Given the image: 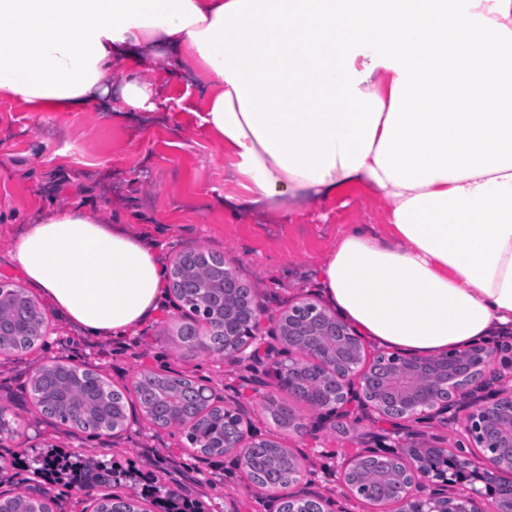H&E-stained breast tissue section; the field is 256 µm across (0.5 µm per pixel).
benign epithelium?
<instances>
[{
	"mask_svg": "<svg viewBox=\"0 0 512 512\" xmlns=\"http://www.w3.org/2000/svg\"><path fill=\"white\" fill-rule=\"evenodd\" d=\"M215 258L219 262L217 286L204 296L182 277L194 261ZM247 287L224 257L189 249L171 260L170 293L185 310L190 324L205 325L206 335L224 334V347L215 349L196 339L185 345L203 348L230 363H249L257 372L253 385L275 387L293 395L316 412L321 423L309 429L317 439L324 426L345 431L358 424V414L376 415L389 421L435 420L464 428L469 447L485 461L470 468L460 461L456 448L436 446L427 440L395 448H360L336 455L334 476L340 497L367 502L370 486L362 465L378 458L389 463L381 478L393 482L395 512H512V385L490 369L491 352L480 346L451 350L434 356L405 353L366 355L362 336L347 321L310 298L290 304L276 315L267 313L257 291L246 302L238 290ZM17 324L0 316V357H14L8 341ZM200 414H224L230 435L218 447L239 470L244 483L271 493V512H343L339 504L309 487L304 480L305 455L290 448L294 470L286 496L275 490L274 478L254 479L249 467L257 448H279L275 438L258 434L249 409L231 402L205 384L194 382L187 392ZM160 429H179L194 434L193 424L170 410Z\"/></svg>",
	"mask_w": 512,
	"mask_h": 512,
	"instance_id": "benign-epithelium-1",
	"label": "benign epithelium"
}]
</instances>
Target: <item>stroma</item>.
Instances as JSON below:
<instances>
[{
  "label": "stroma",
  "instance_id": "35a3bbf8",
  "mask_svg": "<svg viewBox=\"0 0 512 512\" xmlns=\"http://www.w3.org/2000/svg\"><path fill=\"white\" fill-rule=\"evenodd\" d=\"M153 112L114 114L49 112L33 119L22 105L0 99V276L21 277L9 265L15 232L40 210L60 203L85 205L110 224L162 239L167 255L196 247L224 256L242 278L256 284L269 311L291 301L318 298L316 271L337 238L365 224L378 233L388 227L382 207L370 205L355 188L336 201L308 206L301 219L282 221L256 213L235 221L224 212V152L200 127L190 107L198 89L167 81L158 88ZM44 344L18 361L0 364V416L20 427L21 436L0 437V494L13 495L19 484L48 482L61 512H89L71 487L39 472L42 460L58 455L91 456L111 467L107 495L122 496L129 483L179 486L202 512H268L265 496L245 488L238 470L221 458L200 461L185 433L161 430L130 404L134 422L114 442L84 431H67L44 417L25 398L30 367L66 360L95 369L113 388L123 390L141 366L175 370L215 387L226 396L243 392L253 404L259 433L309 456L306 478L335 494L334 452L358 445L356 433L324 432L312 442L305 432L275 424L273 409L288 407L296 416L307 408L288 392L242 387L244 366L184 351L172 304L130 339H88L54 310H47Z\"/></svg>",
  "mask_w": 512,
  "mask_h": 512
}]
</instances>
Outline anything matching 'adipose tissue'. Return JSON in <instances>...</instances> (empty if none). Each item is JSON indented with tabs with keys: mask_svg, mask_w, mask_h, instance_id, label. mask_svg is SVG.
Returning <instances> with one entry per match:
<instances>
[{
	"mask_svg": "<svg viewBox=\"0 0 512 512\" xmlns=\"http://www.w3.org/2000/svg\"><path fill=\"white\" fill-rule=\"evenodd\" d=\"M122 68V112L156 108L141 70L205 88L234 219L369 190L389 238L351 228L318 281L371 344L434 355L512 324V0H0V99L87 112ZM9 259L83 336L162 312L150 235L82 208L40 212Z\"/></svg>",
	"mask_w": 512,
	"mask_h": 512,
	"instance_id": "ef3b65f1",
	"label": "adipose tissue"
}]
</instances>
